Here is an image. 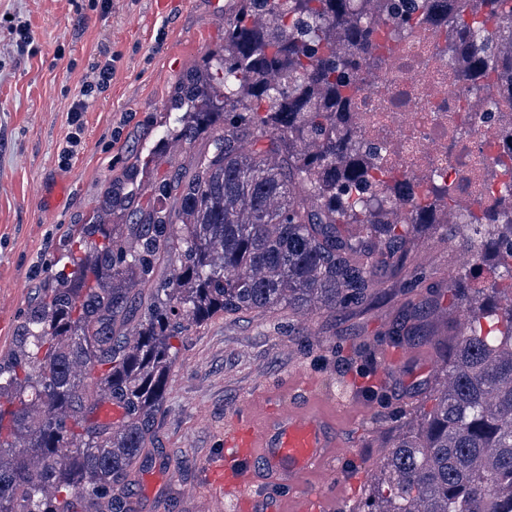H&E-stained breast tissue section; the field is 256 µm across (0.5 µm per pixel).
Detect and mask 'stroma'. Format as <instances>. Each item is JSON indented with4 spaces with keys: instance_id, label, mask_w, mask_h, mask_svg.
Returning a JSON list of instances; mask_svg holds the SVG:
<instances>
[{
    "instance_id": "obj_1",
    "label": "stroma",
    "mask_w": 512,
    "mask_h": 512,
    "mask_svg": "<svg viewBox=\"0 0 512 512\" xmlns=\"http://www.w3.org/2000/svg\"><path fill=\"white\" fill-rule=\"evenodd\" d=\"M237 0H0V355L8 352L35 288L54 274L65 242L88 224L128 223L154 182L188 162L163 140L170 101L188 72L224 43ZM112 79L83 97L93 66ZM85 99L82 146L61 162L67 111ZM71 189L53 210L47 183ZM120 200L109 203V187ZM472 230L448 224L416 239L401 271H381L368 301L335 312L288 308L218 316L176 340L168 393L146 461L131 476L133 512H206L209 461L240 413L296 401L311 382L338 431L339 473L319 486L327 512H360L389 446L419 427L438 387L436 340L452 339L464 306L447 295L469 258ZM418 335L396 338L400 326Z\"/></svg>"
}]
</instances>
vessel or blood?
Listing matches in <instances>:
<instances>
[{
    "label": "vessel or blood",
    "instance_id": "vessel-or-blood-1",
    "mask_svg": "<svg viewBox=\"0 0 512 512\" xmlns=\"http://www.w3.org/2000/svg\"><path fill=\"white\" fill-rule=\"evenodd\" d=\"M303 391V404L276 403L265 420L240 422L223 455L207 466L216 494L232 488L245 510L256 489L297 485L335 468L336 426L320 409L315 386Z\"/></svg>",
    "mask_w": 512,
    "mask_h": 512
}]
</instances>
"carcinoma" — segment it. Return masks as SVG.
Returning <instances> with one entry per match:
<instances>
[{
  "mask_svg": "<svg viewBox=\"0 0 512 512\" xmlns=\"http://www.w3.org/2000/svg\"><path fill=\"white\" fill-rule=\"evenodd\" d=\"M209 70L189 75L176 136L190 171L131 223L91 224L37 288L0 357V512H128L176 348L221 314L358 305L377 273L452 205L489 279L456 288L468 319L440 352L421 428L384 458L367 512H512V157L472 176L495 207H464L441 169L380 164L358 135L366 68L424 30L468 110H512V0H239ZM307 187L296 197L294 182Z\"/></svg>",
  "mask_w": 512,
  "mask_h": 512,
  "instance_id": "obj_1",
  "label": "carcinoma"
}]
</instances>
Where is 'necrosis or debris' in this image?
Listing matches in <instances>:
<instances>
[{"mask_svg": "<svg viewBox=\"0 0 512 512\" xmlns=\"http://www.w3.org/2000/svg\"><path fill=\"white\" fill-rule=\"evenodd\" d=\"M422 51L415 38L406 39L400 60L383 66L376 81L361 85V134L370 146L390 149L394 163L408 174H415L424 159L439 165L463 204L482 209L492 197L466 181L465 173L512 154V140L503 135L512 113L491 108L467 113L466 139L449 140L448 120L457 117L464 98L460 91H449L447 82L417 70Z\"/></svg>", "mask_w": 512, "mask_h": 512, "instance_id": "obj_1", "label": "necrosis or debris"}]
</instances>
